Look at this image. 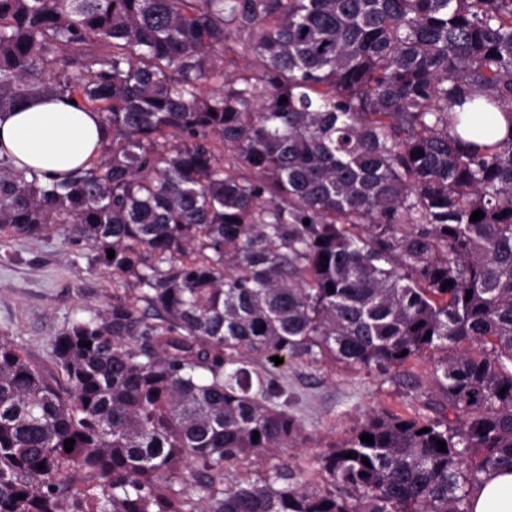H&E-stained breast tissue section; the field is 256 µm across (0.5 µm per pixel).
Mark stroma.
I'll list each match as a JSON object with an SVG mask.
<instances>
[{"instance_id": "35a3bbf8", "label": "stroma", "mask_w": 512, "mask_h": 512, "mask_svg": "<svg viewBox=\"0 0 512 512\" xmlns=\"http://www.w3.org/2000/svg\"><path fill=\"white\" fill-rule=\"evenodd\" d=\"M88 246L58 233L0 241V336L12 339L36 366L54 372L52 338L72 319L112 301L125 277L93 267ZM443 351L409 360L382 375L345 363L297 358L274 369L288 388L290 409L301 428L302 445L279 454L312 485L328 482L318 458L349 439L365 414L386 409L404 416L423 413L437 396L433 370Z\"/></svg>"}]
</instances>
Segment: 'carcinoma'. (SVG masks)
Instances as JSON below:
<instances>
[{"label": "carcinoma", "mask_w": 512, "mask_h": 512, "mask_svg": "<svg viewBox=\"0 0 512 512\" xmlns=\"http://www.w3.org/2000/svg\"><path fill=\"white\" fill-rule=\"evenodd\" d=\"M45 94L106 136L62 180L0 157V238L131 287L53 337L63 383L0 337V512H469L512 470V124L450 135L478 94L512 115V0H0V113ZM448 348L434 415H368L330 488L224 482L300 440L254 361Z\"/></svg>", "instance_id": "carcinoma-1"}]
</instances>
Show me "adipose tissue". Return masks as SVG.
Listing matches in <instances>:
<instances>
[{"instance_id": "1", "label": "adipose tissue", "mask_w": 512, "mask_h": 512, "mask_svg": "<svg viewBox=\"0 0 512 512\" xmlns=\"http://www.w3.org/2000/svg\"><path fill=\"white\" fill-rule=\"evenodd\" d=\"M460 118L455 133L463 139L490 145L506 134V119L484 97L465 103ZM104 134L99 113L58 95L27 99L0 114V147L14 157L16 166L40 170L52 179L95 159ZM469 509L512 512V472L484 474L470 497Z\"/></svg>"}]
</instances>
